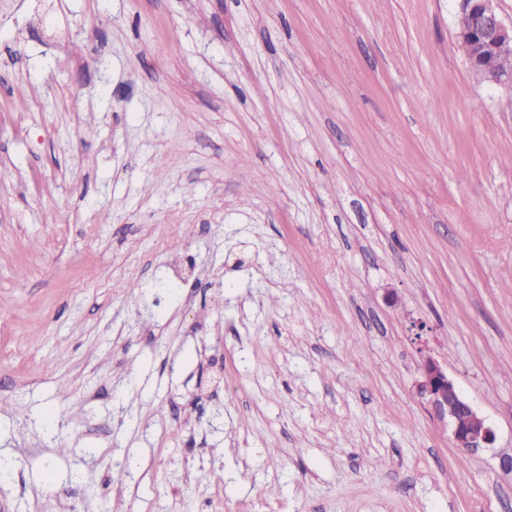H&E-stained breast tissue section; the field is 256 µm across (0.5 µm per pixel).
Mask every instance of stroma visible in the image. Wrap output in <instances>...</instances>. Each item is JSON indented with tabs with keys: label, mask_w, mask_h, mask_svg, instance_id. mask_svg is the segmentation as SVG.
<instances>
[{
	"label": "stroma",
	"mask_w": 512,
	"mask_h": 512,
	"mask_svg": "<svg viewBox=\"0 0 512 512\" xmlns=\"http://www.w3.org/2000/svg\"><path fill=\"white\" fill-rule=\"evenodd\" d=\"M457 9L0 0V512H512V87ZM415 388L433 421L448 430L450 440L461 453L474 456L493 448V427L465 399L448 371L426 351L421 353V373Z\"/></svg>",
	"instance_id": "35a3bbf8"
}]
</instances>
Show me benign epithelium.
I'll list each match as a JSON object with an SVG mask.
<instances>
[{
  "label": "benign epithelium",
  "instance_id": "1",
  "mask_svg": "<svg viewBox=\"0 0 512 512\" xmlns=\"http://www.w3.org/2000/svg\"><path fill=\"white\" fill-rule=\"evenodd\" d=\"M456 37L468 45L470 68L481 81L512 85V72L499 67L500 59L512 56V22L502 18L497 0H459ZM415 388L433 421L448 430L461 453L474 456L494 446L493 427L465 399L448 371L424 350Z\"/></svg>",
  "mask_w": 512,
  "mask_h": 512
}]
</instances>
